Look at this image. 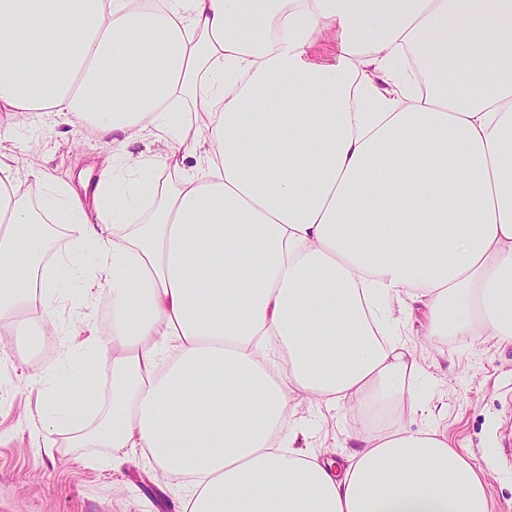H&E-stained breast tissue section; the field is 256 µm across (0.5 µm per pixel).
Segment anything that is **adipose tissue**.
Returning <instances> with one entry per match:
<instances>
[{
	"label": "adipose tissue",
	"mask_w": 512,
	"mask_h": 512,
	"mask_svg": "<svg viewBox=\"0 0 512 512\" xmlns=\"http://www.w3.org/2000/svg\"><path fill=\"white\" fill-rule=\"evenodd\" d=\"M0 112L112 140L93 182L30 166L36 196L0 152V325L112 301L41 377L45 450L139 459L182 512H490L402 423L432 413L403 334L512 345V0H0ZM303 400L357 415L341 459L296 447ZM107 294H101L96 298L95 304L85 307L78 302H62L56 304L55 319L60 331L72 336L69 337L77 355L85 351V340L91 333L87 329V323L95 326L93 332L97 336L105 337L112 322V307L108 301ZM83 321L84 323H81Z\"/></svg>",
	"instance_id": "1"
}]
</instances>
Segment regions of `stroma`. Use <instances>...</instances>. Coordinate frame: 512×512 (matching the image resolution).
<instances>
[{
	"mask_svg": "<svg viewBox=\"0 0 512 512\" xmlns=\"http://www.w3.org/2000/svg\"><path fill=\"white\" fill-rule=\"evenodd\" d=\"M0 148L13 156L17 173L37 158L55 174L75 176L98 171L112 145L84 128L67 131L34 118ZM55 319L80 354L89 334L106 335L112 307L104 294L89 307L62 302ZM407 341L434 382L424 391L434 422L483 470L490 512H512V461L501 447L504 435H512V345L489 336L471 343L437 339L415 325ZM57 358L54 351L39 356L26 337L0 331V512H177L178 480L150 477L138 467L114 473L108 448L42 449L38 380ZM296 419L310 427L317 452L354 426L353 416L324 406L300 405Z\"/></svg>",
	"mask_w": 512,
	"mask_h": 512,
	"instance_id": "1",
	"label": "stroma"
}]
</instances>
